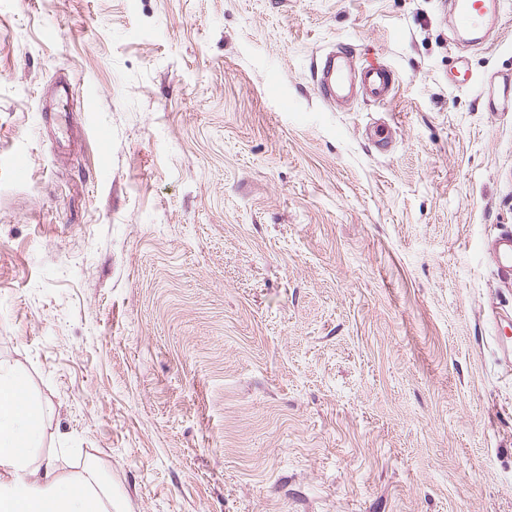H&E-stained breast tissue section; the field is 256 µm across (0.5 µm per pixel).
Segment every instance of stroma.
I'll use <instances>...</instances> for the list:
<instances>
[{
  "label": "stroma",
  "mask_w": 512,
  "mask_h": 512,
  "mask_svg": "<svg viewBox=\"0 0 512 512\" xmlns=\"http://www.w3.org/2000/svg\"><path fill=\"white\" fill-rule=\"evenodd\" d=\"M0 0V364L125 512H512V9ZM397 76L338 109L316 62ZM67 75L66 124L43 107ZM393 130L378 152L372 122ZM507 0H448L451 25L458 40L482 45L501 17ZM492 259L505 277L512 275V234L504 233L491 243Z\"/></svg>",
  "instance_id": "obj_1"
}]
</instances>
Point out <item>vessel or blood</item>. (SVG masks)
Wrapping results in <instances>:
<instances>
[{
  "instance_id": "1",
  "label": "vessel or blood",
  "mask_w": 512,
  "mask_h": 512,
  "mask_svg": "<svg viewBox=\"0 0 512 512\" xmlns=\"http://www.w3.org/2000/svg\"><path fill=\"white\" fill-rule=\"evenodd\" d=\"M507 0H448L451 25L458 40L467 45L484 44L501 17ZM393 71L382 61L355 64L353 54L339 46L324 58L316 89L326 103L346 102L353 87H360L366 99L383 103L395 90ZM492 259L504 276L512 275V234L505 233L491 243Z\"/></svg>"
}]
</instances>
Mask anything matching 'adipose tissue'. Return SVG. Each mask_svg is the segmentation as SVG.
I'll return each instance as SVG.
<instances>
[{
  "label": "adipose tissue",
  "mask_w": 512,
  "mask_h": 512,
  "mask_svg": "<svg viewBox=\"0 0 512 512\" xmlns=\"http://www.w3.org/2000/svg\"><path fill=\"white\" fill-rule=\"evenodd\" d=\"M45 417L22 378L0 365V512H110L112 490L97 467L85 466L74 481L52 461L33 467Z\"/></svg>",
  "instance_id": "ef3b65f1"
}]
</instances>
